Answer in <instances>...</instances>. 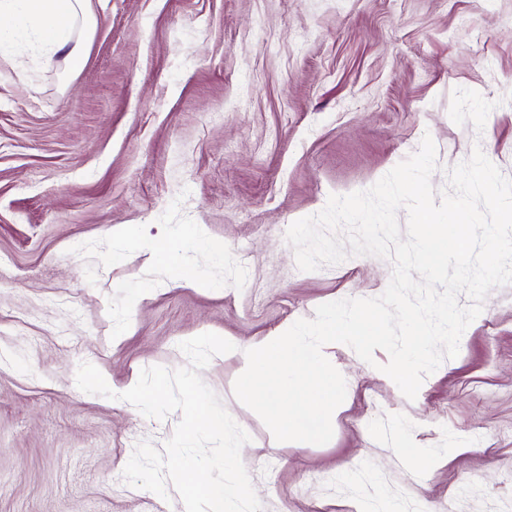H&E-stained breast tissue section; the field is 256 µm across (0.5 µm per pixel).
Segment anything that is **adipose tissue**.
I'll use <instances>...</instances> for the list:
<instances>
[{
  "instance_id": "obj_1",
  "label": "adipose tissue",
  "mask_w": 512,
  "mask_h": 512,
  "mask_svg": "<svg viewBox=\"0 0 512 512\" xmlns=\"http://www.w3.org/2000/svg\"><path fill=\"white\" fill-rule=\"evenodd\" d=\"M89 0H0V55L17 42L29 43L38 52L66 51L70 72L82 70L85 51L74 44L73 31L82 27L93 33L98 19Z\"/></svg>"
}]
</instances>
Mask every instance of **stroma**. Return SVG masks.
I'll list each match as a JSON object with an SVG mask.
<instances>
[{
    "label": "stroma",
    "instance_id": "1",
    "mask_svg": "<svg viewBox=\"0 0 512 512\" xmlns=\"http://www.w3.org/2000/svg\"><path fill=\"white\" fill-rule=\"evenodd\" d=\"M87 63L18 76L0 58V512H183L130 486L137 443L181 419L80 391L188 366L205 332L246 345L317 306L374 298L391 260L299 270L288 227L436 147V191L474 149L512 178V0H90ZM192 227L183 275L149 245ZM334 435L279 442L234 394L239 358L200 376L249 435L262 512H512V284L457 357L407 399L352 348ZM428 459L414 475L406 452ZM277 461L276 476L264 463Z\"/></svg>",
    "mask_w": 512,
    "mask_h": 512
}]
</instances>
